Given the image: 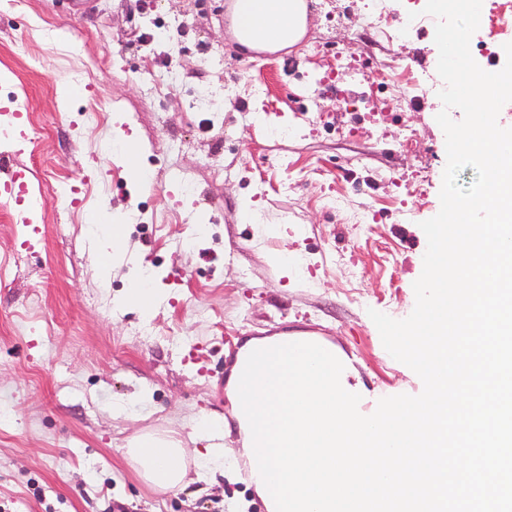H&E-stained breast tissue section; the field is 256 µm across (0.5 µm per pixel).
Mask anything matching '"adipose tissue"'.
I'll use <instances>...</instances> for the list:
<instances>
[{"mask_svg": "<svg viewBox=\"0 0 512 512\" xmlns=\"http://www.w3.org/2000/svg\"><path fill=\"white\" fill-rule=\"evenodd\" d=\"M232 33L243 52L278 51L296 45L308 26L306 0H232ZM197 449L182 448L180 442L156 433H144L123 450L143 481L167 492L182 490L186 466L194 464L199 480H208L224 468V451L216 441L222 429L208 417L193 426Z\"/></svg>", "mask_w": 512, "mask_h": 512, "instance_id": "ef3b65f1", "label": "adipose tissue"}]
</instances>
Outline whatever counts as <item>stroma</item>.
<instances>
[{
    "label": "stroma",
    "instance_id": "obj_1",
    "mask_svg": "<svg viewBox=\"0 0 512 512\" xmlns=\"http://www.w3.org/2000/svg\"><path fill=\"white\" fill-rule=\"evenodd\" d=\"M228 0H0V166L29 194L0 191V512H267L240 468L177 493L145 484L122 455L156 432L192 447L200 416L224 417L239 343L312 327L355 372L360 409L423 390L368 315L415 306L422 221L437 215L447 162L434 27L383 39L426 0H308L291 51L241 54ZM483 0L470 50L502 68L512 9ZM157 19L164 41L135 42ZM28 37L29 56L12 53ZM175 68L154 88L147 71ZM424 89L408 93V75ZM206 97L208 111L194 101ZM98 109L100 122L84 114ZM293 132L287 141L273 127ZM139 144L150 185L106 140ZM80 189L61 207L56 187ZM251 205L256 222L241 220ZM27 212L21 221L19 212ZM121 225L102 263L90 212ZM295 262L279 265L278 256ZM149 279L166 299L145 332L122 306Z\"/></svg>",
    "mask_w": 512,
    "mask_h": 512
}]
</instances>
